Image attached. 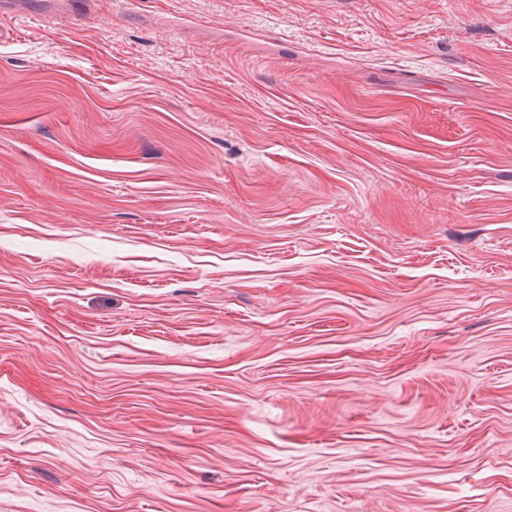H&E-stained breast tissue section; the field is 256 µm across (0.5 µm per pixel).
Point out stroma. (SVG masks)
Listing matches in <instances>:
<instances>
[{"mask_svg":"<svg viewBox=\"0 0 512 512\" xmlns=\"http://www.w3.org/2000/svg\"><path fill=\"white\" fill-rule=\"evenodd\" d=\"M0 512H512V0H7Z\"/></svg>","mask_w":512,"mask_h":512,"instance_id":"35a3bbf8","label":"stroma"}]
</instances>
